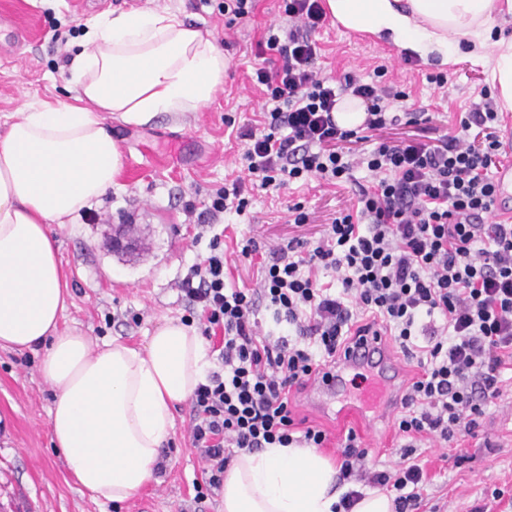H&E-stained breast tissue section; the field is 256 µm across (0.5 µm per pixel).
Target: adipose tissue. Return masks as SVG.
I'll list each match as a JSON object with an SVG mask.
<instances>
[{"label": "adipose tissue", "mask_w": 512, "mask_h": 512, "mask_svg": "<svg viewBox=\"0 0 512 512\" xmlns=\"http://www.w3.org/2000/svg\"><path fill=\"white\" fill-rule=\"evenodd\" d=\"M344 28L446 66L488 59L496 102L512 111V0H325ZM66 70L70 101L23 105L0 137V350L37 347L54 392L51 441L80 492L124 502L154 478L175 409L207 376L205 341L167 321L142 347L93 344L65 328L69 297L55 230L106 195L123 168L107 123L144 125L196 112L224 84L213 35L168 10L105 15L86 25ZM339 468L316 448L240 452L224 473V512H332Z\"/></svg>", "instance_id": "ef3b65f1"}]
</instances>
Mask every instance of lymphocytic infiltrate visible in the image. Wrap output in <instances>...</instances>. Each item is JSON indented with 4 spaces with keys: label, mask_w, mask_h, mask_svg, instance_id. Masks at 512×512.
<instances>
[{
    "label": "lymphocytic infiltrate",
    "mask_w": 512,
    "mask_h": 512,
    "mask_svg": "<svg viewBox=\"0 0 512 512\" xmlns=\"http://www.w3.org/2000/svg\"><path fill=\"white\" fill-rule=\"evenodd\" d=\"M283 14L266 32L272 56L255 71L270 106L239 133L244 169L264 188L311 176L334 186L357 167L370 178L314 239L265 255L255 237L238 240L243 259L264 257L254 285L227 282L218 234L209 256L179 281L186 324L215 340L222 363L190 401L191 442L206 464V489L196 497L223 488L237 452L326 447L324 429L299 426L296 399L372 333L415 359L418 373L394 416L396 468H370L355 431L340 439L339 481L348 490L339 506L350 512L372 487L393 495L395 512H423L428 475L417 444L475 436L512 371V224L491 218L500 115L486 93L447 133L429 137L427 112L399 111L405 93L352 72L332 82L315 69L320 0H284ZM344 96L365 106L359 129L340 128L333 117ZM401 126L418 132L354 151L360 132ZM263 309L274 329L260 320Z\"/></svg>",
    "instance_id": "obj_1"
}]
</instances>
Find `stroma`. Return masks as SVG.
<instances>
[{
    "instance_id": "stroma-1",
    "label": "stroma",
    "mask_w": 512,
    "mask_h": 512,
    "mask_svg": "<svg viewBox=\"0 0 512 512\" xmlns=\"http://www.w3.org/2000/svg\"><path fill=\"white\" fill-rule=\"evenodd\" d=\"M145 7L173 10L188 25L212 33L229 67L223 87L200 111L162 113L143 126L108 123L123 152V171L99 202L57 231L70 293L61 324L83 330L96 343L117 337L141 346L165 320L182 319L185 303L177 283L207 255L214 234L223 233L228 241L247 234L269 247L310 236L337 211L351 207L357 183L368 178L357 169L353 181L338 186L315 179L257 186L249 190L242 213L228 212L211 227L195 224L185 210L189 203L203 208L216 189L245 174L236 130L257 120L266 102L252 76L263 61L260 41L283 17L282 0H255L252 14L230 30L224 0L206 6L198 0H0V134L22 103L69 99L64 74L72 53L82 47L88 19ZM314 38L323 76L335 80L352 70L368 82L377 77L378 67H385L382 79L405 93L406 110L430 113L431 126L440 134L492 86L485 63L408 66L402 50L329 22ZM439 72L447 77L441 87L427 80ZM297 203L309 218L300 228L288 222V209ZM125 225L137 247L114 251L112 238ZM134 313L138 324L121 323V316ZM42 356L39 349L0 350V512H223L221 494L194 501L193 485L201 481L204 465L189 440L186 403L176 408L174 430L161 452L165 469L143 492L120 504H97L82 495L67 481L64 462L51 444L48 413L54 393L40 375ZM346 381L348 411L340 414L305 398L298 417L329 431L326 455L335 456L338 440L352 429L368 446L371 467H394L400 453L381 440L393 427L392 414L360 416L355 406L364 378L351 373ZM460 450L463 458L456 463L443 459L442 449H418L429 478L423 491L427 506L469 512L475 501L500 488L505 496L493 512H512V398L491 408L478 436L462 442Z\"/></svg>"
}]
</instances>
